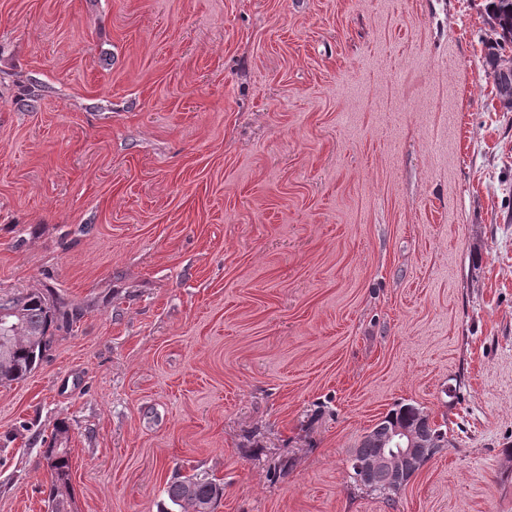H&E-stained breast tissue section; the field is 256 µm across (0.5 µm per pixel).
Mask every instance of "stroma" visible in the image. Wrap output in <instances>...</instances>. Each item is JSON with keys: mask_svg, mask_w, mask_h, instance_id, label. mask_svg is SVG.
Returning a JSON list of instances; mask_svg holds the SVG:
<instances>
[{"mask_svg": "<svg viewBox=\"0 0 512 512\" xmlns=\"http://www.w3.org/2000/svg\"><path fill=\"white\" fill-rule=\"evenodd\" d=\"M485 0H0V512H512V112ZM449 444L394 501L397 403ZM9 319L12 329L0 353V386L26 379L47 352L57 330L56 306L43 293L26 292L0 296V320ZM396 427L404 428L426 438L433 444L435 453L448 446L447 431L432 423L428 414L413 404H398L396 408L379 420L370 431L373 434L371 439L368 440L364 436L355 448L356 454L360 457L353 458V466L358 471L383 469L388 471L391 479L403 478V475L408 472H413L412 476L410 477V474L401 481L387 486L386 478L381 472L359 473L353 467L351 469L356 482L372 491L379 492L387 501H393L394 497L407 485V481L409 482L434 455L431 451L422 450L424 444L415 439L408 431L403 429L394 431ZM388 440L390 445L389 448H386ZM382 448L384 450L378 458L373 460L362 458L374 457ZM399 459L403 461L404 470L396 466V461ZM44 453L45 457L48 454L55 457V461L49 470L48 503L49 506L52 505L51 512H69L73 491L71 485L72 465L70 451L67 448H53L50 445ZM164 494L172 508L177 509L170 512H214L215 504L224 495V485L196 473L167 482Z\"/></svg>", "mask_w": 512, "mask_h": 512, "instance_id": "stroma-1", "label": "stroma"}]
</instances>
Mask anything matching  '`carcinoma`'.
Segmentation results:
<instances>
[{
  "mask_svg": "<svg viewBox=\"0 0 512 512\" xmlns=\"http://www.w3.org/2000/svg\"><path fill=\"white\" fill-rule=\"evenodd\" d=\"M488 16L498 40L488 45L490 67L502 108L512 112V55L504 54L512 45V0H490ZM9 319L12 329L5 339V354H0V386L26 379L42 361L53 331L58 329L56 306L40 292L0 296V319ZM397 427L426 438L439 452L448 447L447 432L432 423L429 415L413 404H399L371 429V439H362L356 448L360 457H374L388 445L389 436ZM45 454L55 461L49 470L48 503L52 512H67L72 501L71 456L67 448L48 446ZM353 478L364 487L392 501L407 485L408 478L386 484L381 472L353 471ZM164 494L175 512H214L224 496V485L205 474L177 477L167 483Z\"/></svg>",
  "mask_w": 512,
  "mask_h": 512,
  "instance_id": "1",
  "label": "carcinoma"
}]
</instances>
